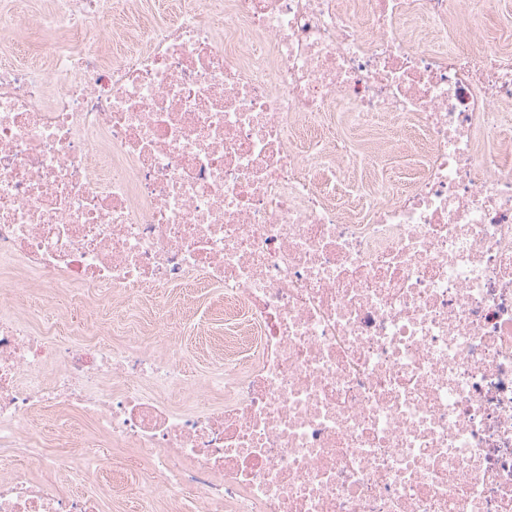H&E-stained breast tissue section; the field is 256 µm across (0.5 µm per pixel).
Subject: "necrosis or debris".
<instances>
[{"instance_id": "1", "label": "necrosis or debris", "mask_w": 512, "mask_h": 512, "mask_svg": "<svg viewBox=\"0 0 512 512\" xmlns=\"http://www.w3.org/2000/svg\"><path fill=\"white\" fill-rule=\"evenodd\" d=\"M472 0H51L29 65H0V512H99L30 480L36 415L90 417L203 512H512V163L482 151L512 54ZM454 42H447V34ZM72 42L63 51L61 39ZM411 140L403 185L337 208L326 123ZM224 289V370L185 378L169 336L62 343L32 291L115 312ZM177 385L212 401L172 403ZM141 11L154 23H168L175 19L177 5L182 0H141Z\"/></svg>"}]
</instances>
